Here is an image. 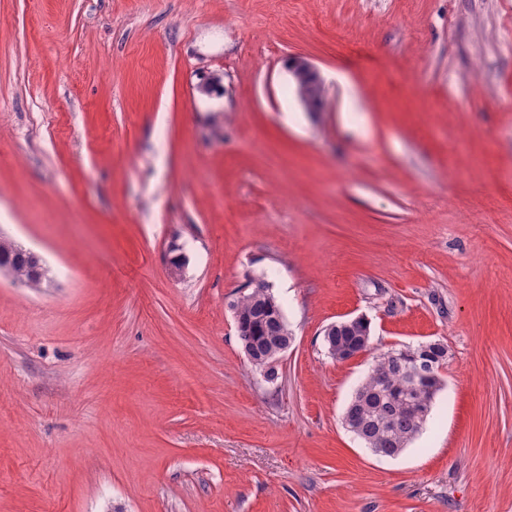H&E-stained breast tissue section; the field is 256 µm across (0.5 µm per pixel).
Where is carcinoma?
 <instances>
[{"label":"carcinoma","instance_id":"carcinoma-1","mask_svg":"<svg viewBox=\"0 0 512 512\" xmlns=\"http://www.w3.org/2000/svg\"><path fill=\"white\" fill-rule=\"evenodd\" d=\"M0 256L12 259V277L30 288L41 287L45 273L35 271L37 261L27 250L14 242L0 239ZM232 307L253 317L272 316L281 308L276 297L250 289L240 296ZM290 339L286 320L275 324L271 330H262L251 337L254 353L263 355L282 347ZM437 381L422 378L418 385L405 373L396 352L387 351L375 357L371 372L361 385V405L352 425L374 440L383 450L405 447L417 434L414 415L428 406L436 391Z\"/></svg>","mask_w":512,"mask_h":512}]
</instances>
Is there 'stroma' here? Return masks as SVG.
<instances>
[{
    "label": "stroma",
    "mask_w": 512,
    "mask_h": 512,
    "mask_svg": "<svg viewBox=\"0 0 512 512\" xmlns=\"http://www.w3.org/2000/svg\"><path fill=\"white\" fill-rule=\"evenodd\" d=\"M0 235L50 269L0 273V512H512V0H0ZM435 340L423 430L373 454L374 354ZM288 72L302 104L310 109L317 107V100L313 97L314 89L321 94L324 91L323 79L317 67L307 57L296 55L288 60ZM253 288L250 289V292L240 296L231 307L236 310H240L241 312L253 316H272L275 315L274 307L277 308L281 312L282 320L280 323L275 324L271 328V332L268 330H260V334L257 336H250L251 340L247 338L248 330L247 327L249 324L243 323L238 317L237 313H234V318L237 325L238 336H241L243 350L246 353V357L248 361L256 366V370L259 371L265 379H267V373L269 368L278 367L279 360L281 356L288 350L290 346V341H287L291 338L290 329L288 327V323L285 319L282 307L280 303L277 301L276 297L272 292H270V296L267 297L265 294L255 290V288H265V284L263 282H255L252 285ZM253 343L254 353L256 355H263L271 350L277 351L270 352L266 355L265 361L267 364L259 363L248 352V348L250 343Z\"/></svg>",
    "instance_id": "obj_1"
}]
</instances>
